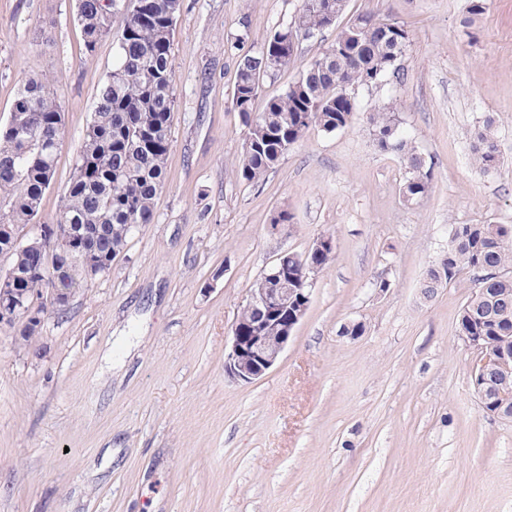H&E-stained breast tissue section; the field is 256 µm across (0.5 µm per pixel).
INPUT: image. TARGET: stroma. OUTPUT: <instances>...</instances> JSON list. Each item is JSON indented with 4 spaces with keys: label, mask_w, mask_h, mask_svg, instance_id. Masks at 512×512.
<instances>
[{
    "label": "stroma",
    "mask_w": 512,
    "mask_h": 512,
    "mask_svg": "<svg viewBox=\"0 0 512 512\" xmlns=\"http://www.w3.org/2000/svg\"><path fill=\"white\" fill-rule=\"evenodd\" d=\"M349 0L404 25L399 77L357 92L350 126L311 130L263 181L235 170L237 61L302 0H182L177 108L152 224L111 268L49 309L21 345L0 325V512H512V420L482 411L458 313L471 279L423 293L456 224L512 225V0ZM301 41L281 93L333 41ZM120 25L85 56L75 0H0V125L46 73L65 112L41 221L56 223ZM396 105L432 166L426 198L367 115ZM502 165L483 171L473 136ZM292 224L271 229L275 211ZM334 239L309 307L260 379L224 373L232 326L283 252ZM365 330L346 336L343 326Z\"/></svg>",
    "instance_id": "stroma-1"
}]
</instances>
